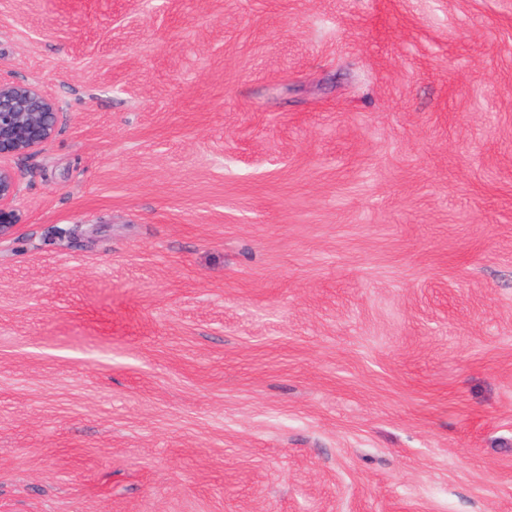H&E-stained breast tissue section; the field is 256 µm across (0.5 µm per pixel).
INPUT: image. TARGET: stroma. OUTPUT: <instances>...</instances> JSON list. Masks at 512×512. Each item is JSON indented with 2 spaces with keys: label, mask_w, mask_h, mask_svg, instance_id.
Listing matches in <instances>:
<instances>
[{
  "label": "stroma",
  "mask_w": 512,
  "mask_h": 512,
  "mask_svg": "<svg viewBox=\"0 0 512 512\" xmlns=\"http://www.w3.org/2000/svg\"><path fill=\"white\" fill-rule=\"evenodd\" d=\"M0 512H512V0H0ZM60 111L59 103L39 86L0 81V240L10 237L19 224L14 203L22 191L4 161L50 143L60 130Z\"/></svg>",
  "instance_id": "1"
}]
</instances>
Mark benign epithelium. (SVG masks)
<instances>
[{
    "label": "benign epithelium",
    "instance_id": "7a95c632",
    "mask_svg": "<svg viewBox=\"0 0 512 512\" xmlns=\"http://www.w3.org/2000/svg\"><path fill=\"white\" fill-rule=\"evenodd\" d=\"M61 107L39 86L0 81V240L20 221L15 208L22 188L4 161L50 143L59 132Z\"/></svg>",
    "mask_w": 512,
    "mask_h": 512
}]
</instances>
